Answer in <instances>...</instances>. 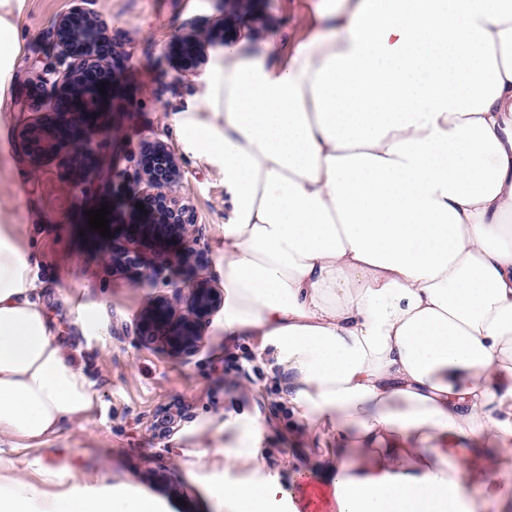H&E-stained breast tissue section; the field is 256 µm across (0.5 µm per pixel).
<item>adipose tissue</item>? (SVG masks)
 Masks as SVG:
<instances>
[{
    "label": "adipose tissue",
    "mask_w": 512,
    "mask_h": 512,
    "mask_svg": "<svg viewBox=\"0 0 512 512\" xmlns=\"http://www.w3.org/2000/svg\"><path fill=\"white\" fill-rule=\"evenodd\" d=\"M25 0H0V99ZM289 53L225 47L184 150L224 177L228 337L256 336L318 436L331 512H512V0H318ZM0 228V441L38 448L94 396ZM264 428L224 422L220 512H273ZM0 483V512H158Z\"/></svg>",
    "instance_id": "obj_1"
}]
</instances>
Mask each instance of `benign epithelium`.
Segmentation results:
<instances>
[{"instance_id": "7a95c632", "label": "benign epithelium", "mask_w": 512, "mask_h": 512, "mask_svg": "<svg viewBox=\"0 0 512 512\" xmlns=\"http://www.w3.org/2000/svg\"><path fill=\"white\" fill-rule=\"evenodd\" d=\"M88 0H72L70 9L53 23L52 35L57 52L40 74V85H51L53 94L36 98L42 116L23 133L19 146L35 166L58 158L70 166L89 163L98 151V143L87 136V127L100 115L106 94L87 82L88 73L109 72L117 52L103 46L100 20ZM224 28V18L192 20L179 39V49L191 56L195 65L205 60L207 47ZM184 171L168 145L157 140L145 145L138 172L128 181L135 187L138 202L150 217L138 225L139 233L127 234V225H113L112 246L104 260L114 266L136 271L153 280L155 269L144 264V248L151 241L162 240L194 250L193 236L197 216L193 208L177 195ZM224 304V289L208 283L196 284L187 293L170 297H150L138 323L142 345L163 339L176 354L191 356L201 346L202 327Z\"/></svg>"}]
</instances>
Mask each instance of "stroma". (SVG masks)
<instances>
[{"instance_id":"1","label":"stroma","mask_w":512,"mask_h":512,"mask_svg":"<svg viewBox=\"0 0 512 512\" xmlns=\"http://www.w3.org/2000/svg\"><path fill=\"white\" fill-rule=\"evenodd\" d=\"M316 0H254L249 26H239L233 0H90L108 37L123 53L116 66L103 117L91 127L102 142L97 181L85 194L72 183L83 169L63 175L58 160L33 168L17 142L37 117L31 95L55 51L50 35L55 19L71 0H26L17 20L23 50L11 89L0 101L10 135L0 146V222L20 228L21 248L36 247L38 273L48 283L44 307L60 339L82 367L94 393L87 420L68 422L40 448H1L12 460L10 476L38 482L41 459L61 473L48 491L54 495L148 494L159 512H215L214 488L228 474L215 447L224 439L232 415L259 416L267 429L261 477L278 480L299 493L308 478L323 474L319 449L305 436L288 434V400L279 368L260 341L243 336L228 341L219 316L203 330L200 350L191 357L157 342L142 346L137 321L150 296L222 276L224 180L217 168L186 154L178 141L175 112L195 102L204 73L178 77L184 62L174 40L193 19L224 16L218 40L206 50L214 59L225 42L248 35L251 42L277 40L290 46L311 28ZM162 140L184 171L178 194L198 216L197 250L161 243L146 260L161 265L159 280H137L134 273L104 261L107 243L90 229L87 212L108 205L109 219L131 220L133 194L124 184L139 167L143 146ZM98 312L81 324L82 306ZM171 414L180 428L168 435L155 428L159 415Z\"/></svg>"}]
</instances>
